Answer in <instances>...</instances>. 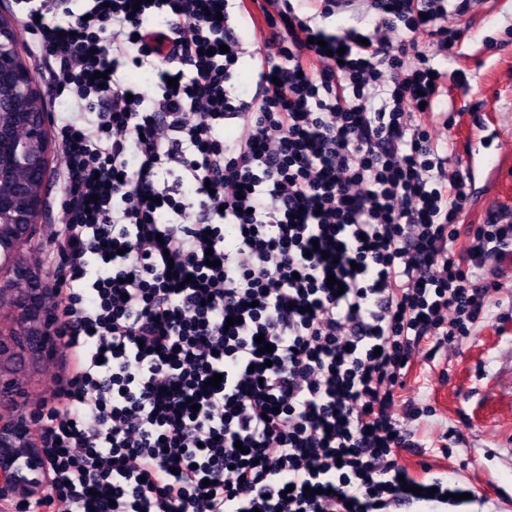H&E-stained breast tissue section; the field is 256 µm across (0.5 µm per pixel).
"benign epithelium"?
<instances>
[{
  "label": "benign epithelium",
  "mask_w": 512,
  "mask_h": 512,
  "mask_svg": "<svg viewBox=\"0 0 512 512\" xmlns=\"http://www.w3.org/2000/svg\"><path fill=\"white\" fill-rule=\"evenodd\" d=\"M16 27L0 20V259L16 245L31 238L43 208L51 149L49 114L18 112L16 102L26 96L24 74L17 52ZM0 305L6 301L18 309L11 344L0 339V358L14 348L41 351L51 338L52 288L34 282L23 262L4 264L0 272ZM34 416L0 414V497H20L46 488L45 460L29 447Z\"/></svg>",
  "instance_id": "benign-epithelium-1"
}]
</instances>
